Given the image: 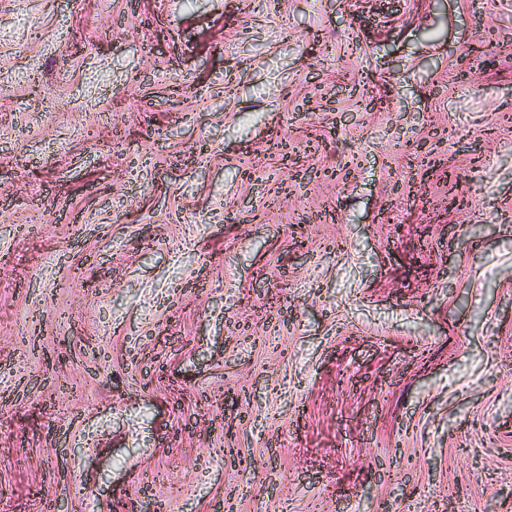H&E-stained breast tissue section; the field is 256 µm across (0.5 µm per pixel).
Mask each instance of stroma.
Returning a JSON list of instances; mask_svg holds the SVG:
<instances>
[{
    "instance_id": "35a3bbf8",
    "label": "stroma",
    "mask_w": 512,
    "mask_h": 512,
    "mask_svg": "<svg viewBox=\"0 0 512 512\" xmlns=\"http://www.w3.org/2000/svg\"><path fill=\"white\" fill-rule=\"evenodd\" d=\"M0 512H512V0H0Z\"/></svg>"
}]
</instances>
